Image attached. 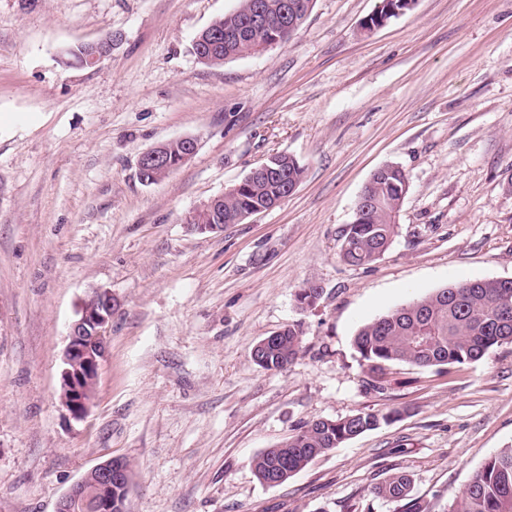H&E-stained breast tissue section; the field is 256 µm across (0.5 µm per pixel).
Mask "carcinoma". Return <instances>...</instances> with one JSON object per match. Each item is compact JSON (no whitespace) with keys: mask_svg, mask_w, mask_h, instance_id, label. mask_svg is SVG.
Segmentation results:
<instances>
[{"mask_svg":"<svg viewBox=\"0 0 512 512\" xmlns=\"http://www.w3.org/2000/svg\"><path fill=\"white\" fill-rule=\"evenodd\" d=\"M253 2L238 0V13L233 18L215 19L219 27L234 29L232 37L214 41L204 30L197 35L193 50L197 54L199 47H204V64L222 65L226 60L252 55L256 41L248 26V12ZM270 167L267 174L248 173L222 201L195 211L192 223L240 224L243 214L271 204L287 188L302 182L304 168L292 157L276 155ZM368 191L373 203L347 225L340 245L341 259L355 266L369 265L389 249L395 233L393 217L407 192L403 170L397 164L389 166L374 177ZM320 297L318 288L311 286L295 294L302 309L315 306ZM504 343H512V287L497 279L462 282L412 300L362 326L354 338L360 358L372 369L392 363L419 368L463 365L480 360ZM300 348V333L290 326L276 335L271 346L254 350L251 356L260 367L281 371L297 358ZM398 414L399 410L392 409L384 414L361 412L337 420H317L257 454L252 460L253 473L266 484L276 471L283 484L317 456ZM410 486L408 476L396 475L377 487L376 493L407 501L406 512H427L408 500ZM452 512H512V448L502 449L476 472Z\"/></svg>","mask_w":512,"mask_h":512,"instance_id":"carcinoma-1","label":"carcinoma"}]
</instances>
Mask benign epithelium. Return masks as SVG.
Segmentation results:
<instances>
[{
    "label": "benign epithelium",
    "instance_id": "1",
    "mask_svg": "<svg viewBox=\"0 0 512 512\" xmlns=\"http://www.w3.org/2000/svg\"><path fill=\"white\" fill-rule=\"evenodd\" d=\"M296 5H284L276 14L267 13L266 7L252 6V23L259 34L257 52H265L283 42L284 34L295 33L303 19ZM112 42L89 45L90 56L84 66H95L110 49ZM142 165L153 170L173 169L168 157L167 143L163 142L140 156ZM117 302L108 289L97 288L82 303L77 318L70 324L67 344L62 354L60 372V400L69 415L81 420L88 413L94 397L92 387L97 385L102 362L108 352L107 331ZM127 477L126 461L112 457L90 468L57 503L56 512H89L112 508V483Z\"/></svg>",
    "mask_w": 512,
    "mask_h": 512
}]
</instances>
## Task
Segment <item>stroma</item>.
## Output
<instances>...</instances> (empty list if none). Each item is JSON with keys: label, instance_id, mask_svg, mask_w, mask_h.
<instances>
[{"label": "stroma", "instance_id": "1", "mask_svg": "<svg viewBox=\"0 0 512 512\" xmlns=\"http://www.w3.org/2000/svg\"><path fill=\"white\" fill-rule=\"evenodd\" d=\"M379 0H313L294 37L206 66L194 37L237 0H0V512H55L92 466L126 459L128 512H431L512 447V344L463 365L388 366L357 330L465 281L512 278V0H416L373 33ZM111 38L80 66L70 49ZM195 137L155 184L139 157ZM305 168L273 209L216 233L186 216L269 156ZM408 192L390 250L339 256L371 174ZM323 294L311 309L298 289ZM118 303L86 417L60 403L70 323ZM302 348L263 369L255 343ZM399 409L276 487L251 461L318 419ZM300 333L292 326L276 335V339L266 350H254L252 359L260 367L267 370L281 371L286 369L297 358L301 348ZM410 486L411 481L408 476L404 474L396 475L377 487L376 493L382 497L396 501L407 500L410 493Z\"/></svg>", "mask_w": 512, "mask_h": 512}]
</instances>
